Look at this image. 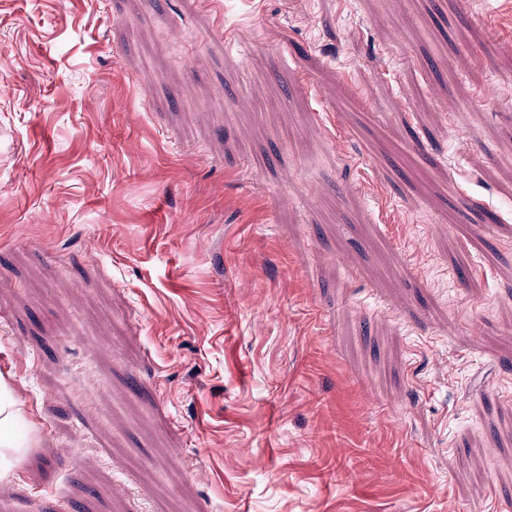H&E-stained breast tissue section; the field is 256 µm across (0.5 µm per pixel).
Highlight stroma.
<instances>
[{
	"mask_svg": "<svg viewBox=\"0 0 512 512\" xmlns=\"http://www.w3.org/2000/svg\"><path fill=\"white\" fill-rule=\"evenodd\" d=\"M0 512H512V0H0ZM21 402L5 388L0 393V447L21 448L23 442L16 436V428L25 420Z\"/></svg>",
	"mask_w": 512,
	"mask_h": 512,
	"instance_id": "1",
	"label": "stroma"
}]
</instances>
